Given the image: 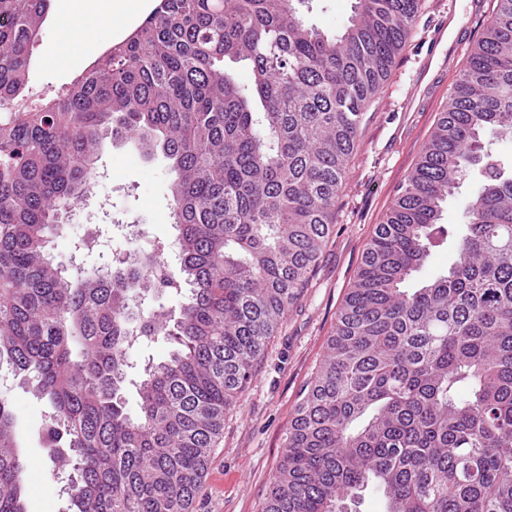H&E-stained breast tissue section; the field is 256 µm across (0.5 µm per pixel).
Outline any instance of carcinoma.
I'll return each mask as SVG.
<instances>
[{
    "label": "carcinoma",
    "mask_w": 512,
    "mask_h": 512,
    "mask_svg": "<svg viewBox=\"0 0 512 512\" xmlns=\"http://www.w3.org/2000/svg\"><path fill=\"white\" fill-rule=\"evenodd\" d=\"M48 2L0 0V371L52 409L67 512H193L224 417L332 233L363 111L421 0H356L336 36L300 19L311 0H157L61 96L22 107ZM123 134L171 162L177 275L135 252L74 275L48 252ZM505 136L512 0H497L367 243L261 512H350L370 483L386 512H512V158L491 148ZM474 178L455 259L407 287ZM163 291L178 310L152 306ZM159 341L167 356L138 367L135 347ZM25 471L1 398L0 512H26ZM474 185L465 183L459 192L451 199L448 200V204L445 207L443 214V224H462L461 213L463 210V202L467 195L472 191Z\"/></svg>",
    "instance_id": "cac0c4a2"
}]
</instances>
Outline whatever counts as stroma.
I'll return each mask as SVG.
<instances>
[{
	"label": "stroma",
	"mask_w": 512,
	"mask_h": 512,
	"mask_svg": "<svg viewBox=\"0 0 512 512\" xmlns=\"http://www.w3.org/2000/svg\"><path fill=\"white\" fill-rule=\"evenodd\" d=\"M355 0H314L302 16L328 34L339 32L353 13ZM496 0H422L418 19L391 75L364 111L359 139L342 191L336 223L316 270L300 300L289 310L236 407L224 419V435L213 449L194 512H260V505L284 452V438L306 383L322 361L325 342L350 282L361 263L376 224L381 223L398 189L405 183ZM64 0H50L31 49L26 94L46 102L59 96L84 72V65H51L62 44ZM455 17L468 34L456 51L435 45L438 27ZM436 48L431 66L423 60ZM453 54L454 66L441 71L439 61ZM101 187L120 185L108 224H143L151 238L174 236L170 183L174 173L162 153L147 157L133 141L105 142L96 162ZM16 415L18 446L40 480L27 486L28 512H65L64 478L53 465L41 430L48 406L23 380L0 375V398Z\"/></svg>",
	"instance_id": "stroma-1"
}]
</instances>
